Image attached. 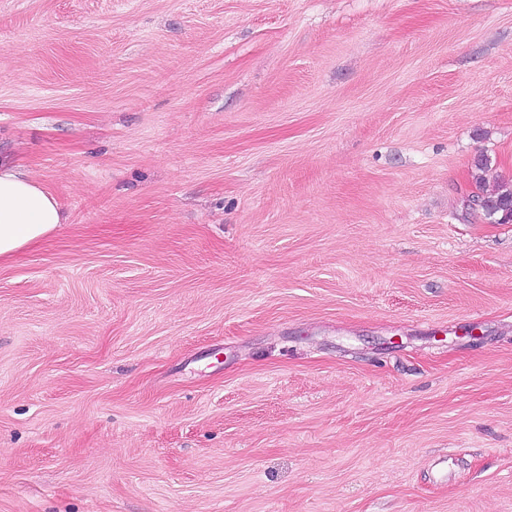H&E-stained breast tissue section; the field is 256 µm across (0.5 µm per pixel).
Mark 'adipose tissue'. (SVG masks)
Wrapping results in <instances>:
<instances>
[{
  "instance_id": "adipose-tissue-1",
  "label": "adipose tissue",
  "mask_w": 512,
  "mask_h": 512,
  "mask_svg": "<svg viewBox=\"0 0 512 512\" xmlns=\"http://www.w3.org/2000/svg\"><path fill=\"white\" fill-rule=\"evenodd\" d=\"M65 218L58 199L16 162H0V262L39 244Z\"/></svg>"
}]
</instances>
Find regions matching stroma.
Returning a JSON list of instances; mask_svg holds the SVG:
<instances>
[{"instance_id":"stroma-1","label":"stroma","mask_w":512,"mask_h":512,"mask_svg":"<svg viewBox=\"0 0 512 512\" xmlns=\"http://www.w3.org/2000/svg\"><path fill=\"white\" fill-rule=\"evenodd\" d=\"M0 512H512V0H0ZM474 175L476 187L482 188V195L476 198L481 199L485 206L481 209L486 220L491 224H511L512 223V181L497 183L491 193L485 192L483 188V173L488 170V160L484 157H478L474 161ZM64 222L55 195L18 162L0 161V262L43 242Z\"/></svg>"}]
</instances>
